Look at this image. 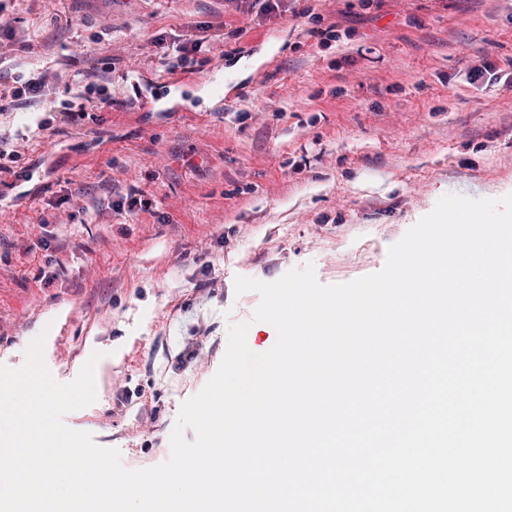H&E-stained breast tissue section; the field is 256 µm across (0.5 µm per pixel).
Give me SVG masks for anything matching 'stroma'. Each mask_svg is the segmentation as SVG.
Here are the masks:
<instances>
[{
	"instance_id": "1",
	"label": "stroma",
	"mask_w": 512,
	"mask_h": 512,
	"mask_svg": "<svg viewBox=\"0 0 512 512\" xmlns=\"http://www.w3.org/2000/svg\"><path fill=\"white\" fill-rule=\"evenodd\" d=\"M314 15L340 39L307 36ZM191 46L194 76L223 64L238 97L215 112L190 85L185 111H139L134 86L154 91ZM511 60L512 0H277L262 15L253 0H0V95L18 72L42 82L0 111V364L21 367L44 330L59 382L100 352L97 399L65 425L126 468L166 461L229 325L249 322L255 352L276 342L236 277L310 264L347 283L441 196L512 194ZM488 62L497 74L470 83ZM96 68L112 108L45 112ZM33 169L37 197L14 203Z\"/></svg>"
}]
</instances>
